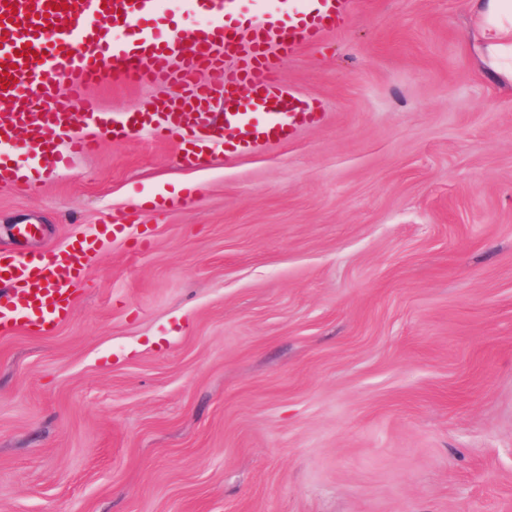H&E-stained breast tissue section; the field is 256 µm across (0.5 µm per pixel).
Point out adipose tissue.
I'll use <instances>...</instances> for the list:
<instances>
[{
	"label": "adipose tissue",
	"mask_w": 512,
	"mask_h": 512,
	"mask_svg": "<svg viewBox=\"0 0 512 512\" xmlns=\"http://www.w3.org/2000/svg\"><path fill=\"white\" fill-rule=\"evenodd\" d=\"M470 10L484 65L512 82V0H470Z\"/></svg>",
	"instance_id": "adipose-tissue-1"
}]
</instances>
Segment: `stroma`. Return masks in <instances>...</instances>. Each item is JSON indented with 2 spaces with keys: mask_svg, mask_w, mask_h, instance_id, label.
<instances>
[{
  "mask_svg": "<svg viewBox=\"0 0 512 512\" xmlns=\"http://www.w3.org/2000/svg\"><path fill=\"white\" fill-rule=\"evenodd\" d=\"M474 38L469 0H353L282 64L324 114L291 143L9 156L0 253L127 221L68 320L0 333V512H512V86Z\"/></svg>",
  "mask_w": 512,
  "mask_h": 512,
  "instance_id": "stroma-1",
  "label": "stroma"
}]
</instances>
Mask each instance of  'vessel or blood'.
Segmentation results:
<instances>
[{
  "label": "vessel or blood",
  "instance_id": "b4317fda",
  "mask_svg": "<svg viewBox=\"0 0 512 512\" xmlns=\"http://www.w3.org/2000/svg\"><path fill=\"white\" fill-rule=\"evenodd\" d=\"M184 0L193 24L183 39L164 20L161 0H0V145L17 144L54 167L68 154L89 153L90 128L110 127L116 141L148 131L175 140L197 160L221 146L252 154L268 142H291L317 122L311 101L280 80L283 61L319 43L348 20L350 0ZM224 75V110L212 113L214 91L199 71ZM168 88L153 111L106 121L77 112L105 76ZM100 237L30 259L0 255V327L52 330L68 313Z\"/></svg>",
  "mask_w": 512,
  "mask_h": 512
}]
</instances>
